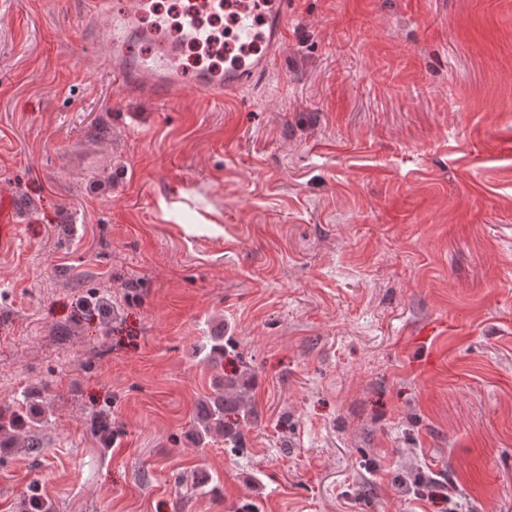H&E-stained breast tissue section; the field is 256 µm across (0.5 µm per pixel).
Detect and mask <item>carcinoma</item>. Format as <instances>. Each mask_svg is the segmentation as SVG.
Returning <instances> with one entry per match:
<instances>
[{
    "label": "carcinoma",
    "mask_w": 512,
    "mask_h": 512,
    "mask_svg": "<svg viewBox=\"0 0 512 512\" xmlns=\"http://www.w3.org/2000/svg\"><path fill=\"white\" fill-rule=\"evenodd\" d=\"M218 394L201 402L194 419V431L198 442L213 436H222L224 440L237 444L238 433L227 424L226 416L235 413L246 421L251 416L248 408L247 372L235 378H221L217 385ZM40 424L38 414L32 406L25 405L14 410L0 409V436L16 431H27V447L36 451L41 441L36 428Z\"/></svg>",
    "instance_id": "obj_1"
}]
</instances>
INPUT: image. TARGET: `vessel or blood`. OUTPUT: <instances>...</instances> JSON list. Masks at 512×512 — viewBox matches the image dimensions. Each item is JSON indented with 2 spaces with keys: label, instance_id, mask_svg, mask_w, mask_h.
Returning <instances> with one entry per match:
<instances>
[{
  "label": "vessel or blood",
  "instance_id": "1",
  "mask_svg": "<svg viewBox=\"0 0 512 512\" xmlns=\"http://www.w3.org/2000/svg\"><path fill=\"white\" fill-rule=\"evenodd\" d=\"M205 9L234 13L236 43L263 35L265 50L247 69L224 80L176 74L172 46L163 44L148 56L134 58L132 47L141 41L140 19L147 0H83L82 19L105 27L112 42V65L122 78L123 95L163 100L179 89L220 100L236 94L246 79L268 75L274 68L292 13V0H202Z\"/></svg>",
  "mask_w": 512,
  "mask_h": 512
}]
</instances>
